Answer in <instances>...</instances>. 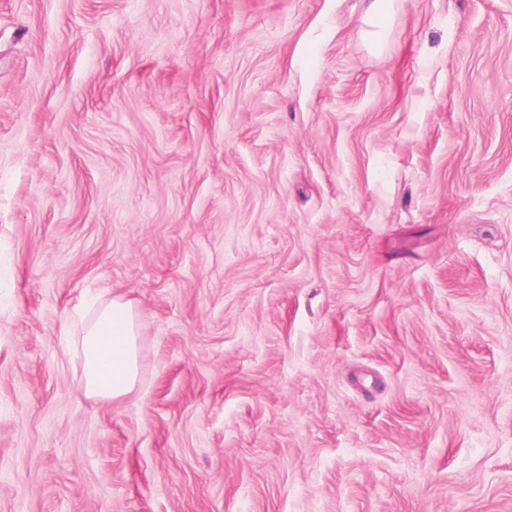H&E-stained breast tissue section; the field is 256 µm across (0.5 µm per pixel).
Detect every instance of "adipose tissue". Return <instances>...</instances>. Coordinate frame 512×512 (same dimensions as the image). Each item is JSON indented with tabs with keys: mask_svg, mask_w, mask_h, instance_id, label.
<instances>
[{
	"mask_svg": "<svg viewBox=\"0 0 512 512\" xmlns=\"http://www.w3.org/2000/svg\"><path fill=\"white\" fill-rule=\"evenodd\" d=\"M71 349L83 359V394L109 401L132 393L140 382L141 323L132 303L123 297H100L70 316Z\"/></svg>",
	"mask_w": 512,
	"mask_h": 512,
	"instance_id": "ef3b65f1",
	"label": "adipose tissue"
}]
</instances>
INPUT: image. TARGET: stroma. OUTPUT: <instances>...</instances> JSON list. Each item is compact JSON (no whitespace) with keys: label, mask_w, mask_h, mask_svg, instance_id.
<instances>
[{"label":"stroma","mask_w":512,"mask_h":512,"mask_svg":"<svg viewBox=\"0 0 512 512\" xmlns=\"http://www.w3.org/2000/svg\"><path fill=\"white\" fill-rule=\"evenodd\" d=\"M363 9L0 0V512H512V0ZM366 8L362 15V22L369 28L366 34L373 44L379 42L384 34V26L386 19L391 15L393 2L392 0H364ZM70 324L68 346L83 359V394L109 401L132 393L141 371V323L132 301L99 297L89 308H76Z\"/></svg>","instance_id":"35a3bbf8"}]
</instances>
